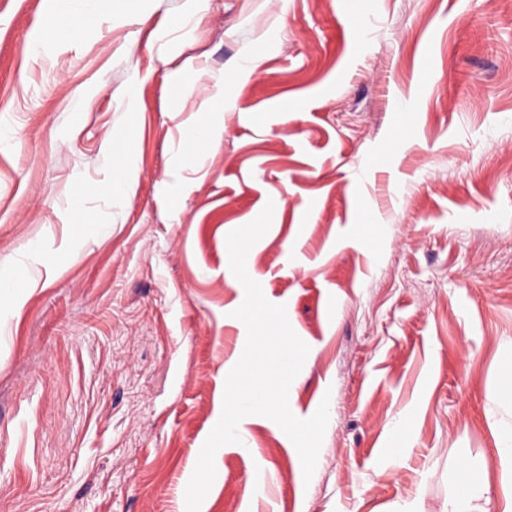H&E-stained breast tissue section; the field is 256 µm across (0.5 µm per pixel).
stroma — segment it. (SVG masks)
Returning a JSON list of instances; mask_svg holds the SVG:
<instances>
[{"label":"stroma","mask_w":512,"mask_h":512,"mask_svg":"<svg viewBox=\"0 0 512 512\" xmlns=\"http://www.w3.org/2000/svg\"><path fill=\"white\" fill-rule=\"evenodd\" d=\"M134 2L68 39L71 0H0V279L39 281L1 318L0 512H186L247 336L226 237L269 202L247 262L310 348L292 413L329 422L307 480L251 416L200 512H442L464 460L496 478L512 0ZM108 148L112 149L113 178L107 185V191L113 197L119 198L126 194L132 182V177L128 171L127 154L121 140L112 139V143L108 144ZM115 173H120L121 175L117 177Z\"/></svg>","instance_id":"obj_1"}]
</instances>
